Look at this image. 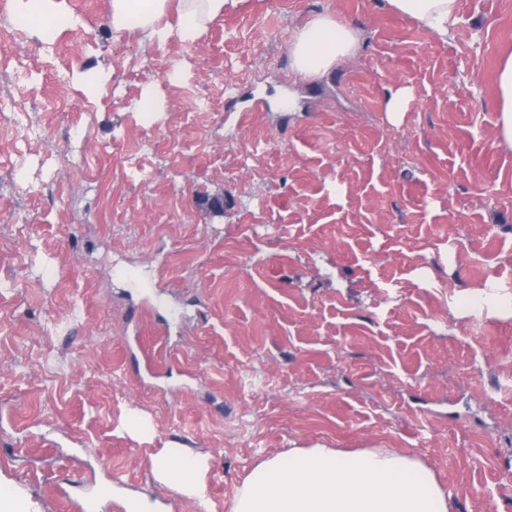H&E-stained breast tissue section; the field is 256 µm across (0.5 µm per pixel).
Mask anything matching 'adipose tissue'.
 Listing matches in <instances>:
<instances>
[{
	"instance_id": "ef3b65f1",
	"label": "adipose tissue",
	"mask_w": 512,
	"mask_h": 512,
	"mask_svg": "<svg viewBox=\"0 0 512 512\" xmlns=\"http://www.w3.org/2000/svg\"><path fill=\"white\" fill-rule=\"evenodd\" d=\"M230 0H112L115 34L142 32L149 39L196 42L224 14ZM391 7L433 32L445 33L458 0H389ZM176 10V26L164 24ZM15 22L38 30L77 28L59 0H13ZM357 36L351 25L319 15L289 45L295 75L321 78L351 56ZM158 480L197 499L202 512L206 466L183 448L164 449L154 459ZM232 512H449L435 475L416 459L385 450L347 452L316 446L295 448L261 461L238 490Z\"/></svg>"
}]
</instances>
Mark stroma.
<instances>
[{
	"label": "stroma",
	"instance_id": "35a3bbf8",
	"mask_svg": "<svg viewBox=\"0 0 512 512\" xmlns=\"http://www.w3.org/2000/svg\"><path fill=\"white\" fill-rule=\"evenodd\" d=\"M64 6L81 26L46 39L0 0V114L38 90L0 137V489L26 512H125L116 487L200 512L153 473L180 445L231 512L262 460L322 445L411 456L450 512H512V396L490 391L512 307L459 304L512 294V0H458L444 35L388 0H240L192 45ZM319 14L359 43L303 81L288 47ZM498 85L501 98V130L504 138L512 143V56L500 69Z\"/></svg>",
	"mask_w": 512,
	"mask_h": 512
}]
</instances>
